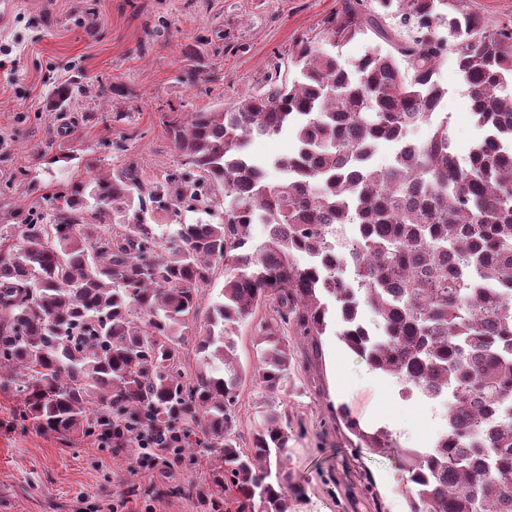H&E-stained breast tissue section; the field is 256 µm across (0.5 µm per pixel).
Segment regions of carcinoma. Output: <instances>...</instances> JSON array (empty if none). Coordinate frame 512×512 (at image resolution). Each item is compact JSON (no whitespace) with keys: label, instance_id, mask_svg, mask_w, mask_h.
<instances>
[{"label":"carcinoma","instance_id":"1","mask_svg":"<svg viewBox=\"0 0 512 512\" xmlns=\"http://www.w3.org/2000/svg\"><path fill=\"white\" fill-rule=\"evenodd\" d=\"M364 39L368 53L345 60ZM449 58L479 130L464 164L433 111ZM288 69L229 108L170 115L173 166L70 179L52 212L0 227V388L19 395L21 419L58 434L178 430L176 457L218 461L224 512H288L283 414L264 407L245 448L237 397L247 376L283 387L288 331L333 328L405 394L453 392L428 449L341 409L357 447L396 451L410 512H512V20L469 0H339ZM410 124L432 136L374 165L377 145ZM249 134H287L294 149L257 159ZM344 224L360 225L352 285L330 255ZM359 302L383 339L363 330ZM263 306L247 373L231 336Z\"/></svg>","mask_w":512,"mask_h":512}]
</instances>
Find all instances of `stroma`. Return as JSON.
<instances>
[{
	"label": "stroma",
	"mask_w": 512,
	"mask_h": 512,
	"mask_svg": "<svg viewBox=\"0 0 512 512\" xmlns=\"http://www.w3.org/2000/svg\"><path fill=\"white\" fill-rule=\"evenodd\" d=\"M336 8L337 0H15L0 17V44L12 49L0 60V225L52 210L61 178L131 161L148 171L173 165L171 112L230 107L267 91L295 43L315 36ZM189 67L201 75L192 87L179 80ZM73 78L80 94L50 107L48 89ZM437 78L448 88L454 152L466 159L478 132L453 64ZM51 143L72 161L47 164ZM288 342L285 387L270 394L245 382L237 429L249 436L263 406L285 413L289 512H409L395 452L357 447L339 411L387 427L408 448L432 446L441 411L403 398L333 334ZM21 407L0 389V512H212L204 491L213 458L145 466L137 445L62 437L20 423ZM176 485L195 493L170 497Z\"/></svg>",
	"instance_id": "1"
}]
</instances>
